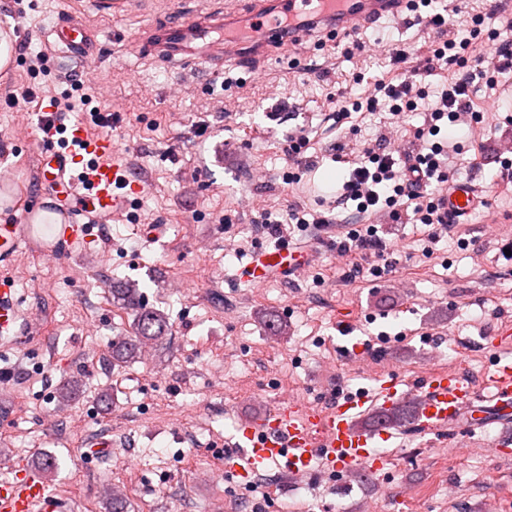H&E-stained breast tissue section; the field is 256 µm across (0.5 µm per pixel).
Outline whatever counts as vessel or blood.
Instances as JSON below:
<instances>
[{"label":"vessel or blood","instance_id":"b4317fda","mask_svg":"<svg viewBox=\"0 0 512 512\" xmlns=\"http://www.w3.org/2000/svg\"><path fill=\"white\" fill-rule=\"evenodd\" d=\"M410 0H250V7L236 27L222 0L205 11L185 13L175 26L153 27L144 39L148 52L162 64L191 62L197 65L233 60L249 68L251 55L245 45L259 37L265 49L292 48L307 41L312 32L344 37L355 30L397 18L406 13ZM50 34L62 52L92 55L93 36L81 21L58 22ZM117 149L105 136L90 134L85 125L66 126L56 144L40 158V176L56 205L57 221L67 227L68 241L86 237L95 225L124 213L138 186L128 180L113 157ZM482 196L468 180L450 183L443 196L445 208L457 219L468 217ZM36 212L24 214L20 224L0 226V261L11 259L25 240V224L35 223ZM304 252L290 248L259 250L241 268L239 277L251 284L266 282L282 273L303 270ZM21 328L15 290L0 282V340L15 336ZM502 334L490 339L495 353L490 364L495 387L492 411L512 412V358L497 355ZM417 426L424 433H440L458 423L472 430L483 428L487 413L477 404L473 388L453 370L430 368L417 386ZM406 391L395 377L379 378L374 393L348 396L330 407L283 403L274 410L247 417L236 427L237 463L240 476L277 468L284 481L311 477L315 468L346 473L353 469L375 472L386 457L382 445L396 439L393 427L360 429L356 421L369 407H390L405 399ZM0 512H72L70 502L58 495L45 475L36 469L17 467L13 479L0 481Z\"/></svg>","mask_w":512,"mask_h":512}]
</instances>
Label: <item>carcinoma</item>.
<instances>
[{"mask_svg":"<svg viewBox=\"0 0 512 512\" xmlns=\"http://www.w3.org/2000/svg\"><path fill=\"white\" fill-rule=\"evenodd\" d=\"M112 302L130 312L132 322L126 334L112 340V362L133 364L141 359L142 348L159 343L171 332L167 315L145 304L138 284L123 282L112 288ZM410 418L406 407L398 405L382 412L380 423L400 425Z\"/></svg>","mask_w":512,"mask_h":512,"instance_id":"carcinoma-1","label":"carcinoma"}]
</instances>
